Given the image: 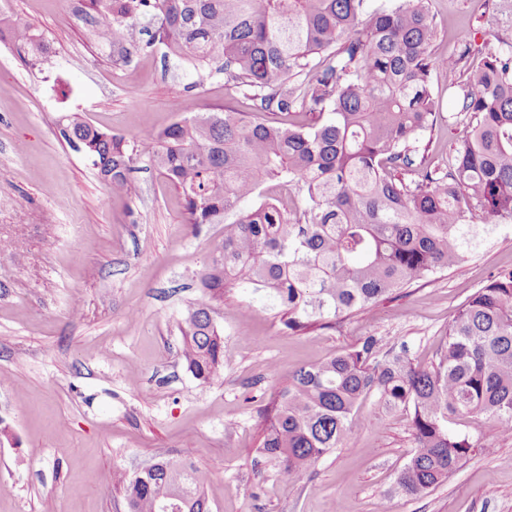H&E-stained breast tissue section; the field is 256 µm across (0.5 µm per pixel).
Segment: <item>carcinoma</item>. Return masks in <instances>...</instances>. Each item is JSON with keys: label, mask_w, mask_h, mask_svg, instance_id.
<instances>
[{"label": "carcinoma", "mask_w": 512, "mask_h": 512, "mask_svg": "<svg viewBox=\"0 0 512 512\" xmlns=\"http://www.w3.org/2000/svg\"><path fill=\"white\" fill-rule=\"evenodd\" d=\"M93 36L124 59L159 46L195 73L217 65L251 113L199 112L132 140L75 113L59 134L87 157L115 195H130L145 156L181 197L189 224H222L200 287L212 302L236 285L266 293L285 328L305 332L332 315H361L428 274L459 267L512 219V53L470 48L436 56L427 0L390 11L367 0H87ZM155 25L142 39L141 23ZM27 65L49 54L42 33L0 18ZM465 77L456 116L466 132L449 168H424L419 137L440 114L431 74ZM264 112L286 113L273 125ZM288 189L286 204L267 184ZM189 371L224 375V335L210 306L179 324ZM438 362L416 367L367 336L319 364L300 366L262 415L257 452L282 481H302L357 425L362 401L412 411L414 450L398 477L421 496L474 451L448 422L484 415L512 437V270L479 289L448 324ZM130 512H210L207 475L184 455L141 479L117 474Z\"/></svg>", "instance_id": "obj_1"}]
</instances>
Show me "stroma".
<instances>
[{
    "label": "stroma",
    "mask_w": 512,
    "mask_h": 512,
    "mask_svg": "<svg viewBox=\"0 0 512 512\" xmlns=\"http://www.w3.org/2000/svg\"><path fill=\"white\" fill-rule=\"evenodd\" d=\"M429 9L436 55L467 45L476 64L512 51V0H429ZM85 10L84 0H0V17L32 25L51 47L33 69L0 42V512H129L115 472L131 477L186 453L209 476L211 512H377L382 503L387 512H512V438L483 415L454 421L479 450L420 497L397 485L411 415L382 411L372 396L361 425L302 483L281 482L256 452L260 411L294 368L367 336L434 362L460 307L512 269V221L458 268L306 335L286 329L263 293L227 289L211 315L231 359L222 379L202 383L181 356L178 322L205 300L199 277L223 225L185 223L177 192L144 157L132 196H112L55 119L77 112L131 137L182 119L188 89L202 112H246L249 102L222 72L198 79L160 49L113 57ZM450 82L433 71L443 118L425 159L444 168L463 130ZM245 304L252 319L239 314Z\"/></svg>",
    "instance_id": "stroma-1"
}]
</instances>
